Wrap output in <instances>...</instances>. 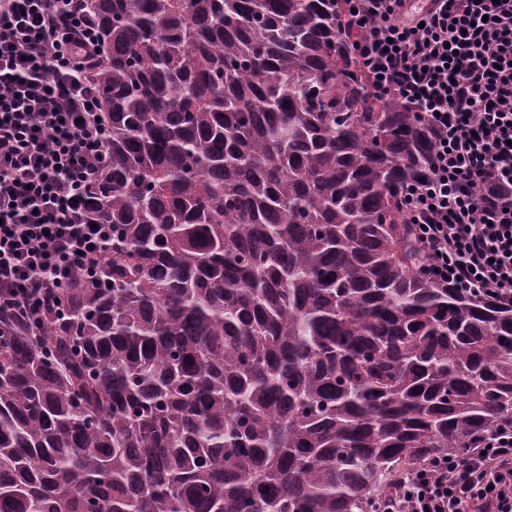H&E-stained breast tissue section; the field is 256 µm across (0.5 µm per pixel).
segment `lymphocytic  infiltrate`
Returning a JSON list of instances; mask_svg holds the SVG:
<instances>
[{"mask_svg": "<svg viewBox=\"0 0 512 512\" xmlns=\"http://www.w3.org/2000/svg\"><path fill=\"white\" fill-rule=\"evenodd\" d=\"M343 20L372 93L419 112L436 146L405 193L426 273L512 301V0H344ZM102 56L85 0H0V312L35 331L112 258L111 225L87 214ZM373 512H512V425L399 475Z\"/></svg>", "mask_w": 512, "mask_h": 512, "instance_id": "obj_1", "label": "lymphocytic infiltrate"}]
</instances>
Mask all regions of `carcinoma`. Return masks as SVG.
Masks as SVG:
<instances>
[{
  "label": "carcinoma",
  "mask_w": 512,
  "mask_h": 512,
  "mask_svg": "<svg viewBox=\"0 0 512 512\" xmlns=\"http://www.w3.org/2000/svg\"><path fill=\"white\" fill-rule=\"evenodd\" d=\"M112 262L0 316V512H372L512 420V303L422 272L434 142L343 0H89Z\"/></svg>",
  "instance_id": "obj_1"
}]
</instances>
